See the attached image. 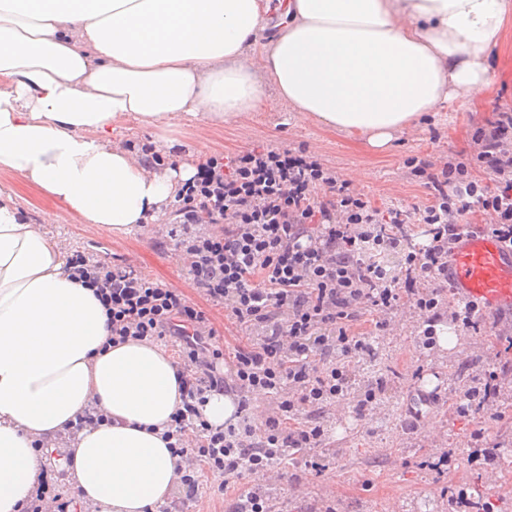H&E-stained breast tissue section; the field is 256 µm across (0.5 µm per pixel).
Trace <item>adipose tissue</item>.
<instances>
[{"mask_svg":"<svg viewBox=\"0 0 512 512\" xmlns=\"http://www.w3.org/2000/svg\"><path fill=\"white\" fill-rule=\"evenodd\" d=\"M0 0V173L121 237L176 202L194 167L147 172L112 135L289 106L373 149L442 102L478 106L512 0ZM275 33L267 43L259 34ZM67 254L0 189V512L41 474L35 442L71 435L63 467L95 512H160L180 482L163 434L182 405L161 343L109 342ZM106 420L79 432L78 414Z\"/></svg>","mask_w":512,"mask_h":512,"instance_id":"1","label":"adipose tissue"}]
</instances>
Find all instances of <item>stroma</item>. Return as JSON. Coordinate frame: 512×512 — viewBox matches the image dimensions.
Segmentation results:
<instances>
[{
    "label": "stroma",
    "instance_id": "obj_1",
    "mask_svg": "<svg viewBox=\"0 0 512 512\" xmlns=\"http://www.w3.org/2000/svg\"><path fill=\"white\" fill-rule=\"evenodd\" d=\"M490 69L493 87L479 109L448 101L380 152L314 122L296 120L282 108L219 127L190 122L171 132L144 130L132 120L114 141L162 153L171 149L196 161L257 145L301 148L377 203L407 206L425 201L426 191L408 178L404 159L459 154L467 150L473 127L492 118L496 108L512 107V21L490 55ZM5 186L13 187L17 206L32 222L41 223L45 213L56 214L48 230L67 253L79 251L116 265L133 258L144 274L196 303L217 329L228 326L223 309L200 298L182 264L158 247L155 230L113 237L80 223L42 190L0 173V187ZM487 326V331L469 332L443 319L437 330L454 333L456 347L426 350L418 343L417 318L408 310L370 337L371 351L356 367L349 396L330 411L326 445L315 451L318 467L309 466L305 456H291L281 466L282 479L269 485L267 493L278 512H325L329 507L334 512H448L446 490L451 486L465 490L474 501H497L495 512H512V375L501 376L494 409L466 416L456 411L460 397L479 379L512 362V326L492 317ZM422 389L436 392L437 400L424 407L422 421L412 428L407 418ZM369 391L375 392L376 404L358 415L357 404ZM477 432L497 450V483H489L485 464L470 457ZM447 450L456 456L451 468L439 462ZM257 481L246 473L231 478L221 492L218 479L206 477L194 498L177 487L163 512H229Z\"/></svg>",
    "mask_w": 512,
    "mask_h": 512
}]
</instances>
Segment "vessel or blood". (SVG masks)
<instances>
[{
	"label": "vessel or blood",
	"instance_id": "vessel-or-blood-1",
	"mask_svg": "<svg viewBox=\"0 0 512 512\" xmlns=\"http://www.w3.org/2000/svg\"><path fill=\"white\" fill-rule=\"evenodd\" d=\"M448 278L460 301L481 312L512 310V249L481 232L460 233L448 251Z\"/></svg>",
	"mask_w": 512,
	"mask_h": 512
}]
</instances>
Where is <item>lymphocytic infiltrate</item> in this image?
<instances>
[{"instance_id":"obj_1","label":"lymphocytic infiltrate","mask_w":512,"mask_h":512,"mask_svg":"<svg viewBox=\"0 0 512 512\" xmlns=\"http://www.w3.org/2000/svg\"><path fill=\"white\" fill-rule=\"evenodd\" d=\"M465 160L415 156L403 165L427 200L383 209L303 151L257 146L200 161L182 187L167 233L193 286L224 309L247 342L226 352L206 314L177 289L83 253L69 265L108 308L111 341L170 343L186 373L182 406L166 433L180 480L195 496L203 475L269 472L292 453L322 447L321 413L342 400L366 336L401 307L418 313L424 345L435 343L448 288V245L463 219L512 249V112L473 129ZM423 225L428 244L412 241ZM398 251L388 272L379 254ZM373 312L362 326L364 312ZM215 391L237 395L239 423L212 427L200 409ZM274 407L262 425L247 414L248 394Z\"/></svg>"}]
</instances>
